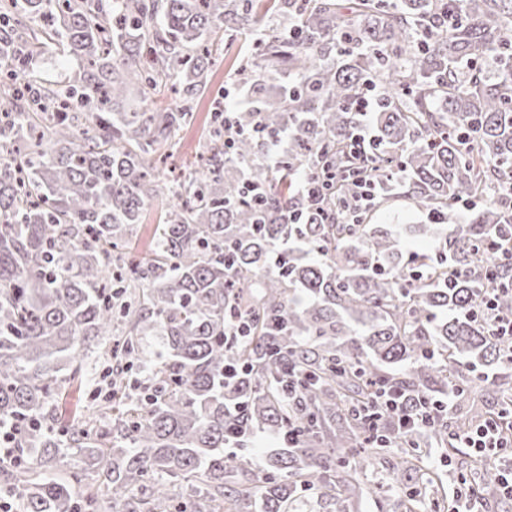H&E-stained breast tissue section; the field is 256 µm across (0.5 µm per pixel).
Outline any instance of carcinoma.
Returning a JSON list of instances; mask_svg holds the SVG:
<instances>
[{
	"instance_id": "obj_1",
	"label": "carcinoma",
	"mask_w": 512,
	"mask_h": 512,
	"mask_svg": "<svg viewBox=\"0 0 512 512\" xmlns=\"http://www.w3.org/2000/svg\"><path fill=\"white\" fill-rule=\"evenodd\" d=\"M271 10L300 36L266 28ZM20 15L77 62L57 93L38 84L31 47L0 38L16 78L0 80V422L18 425L4 482L23 487L24 512H95L79 474L28 476L26 458L66 447L102 468L112 512H294L304 491L348 512L359 474L388 451L410 457L388 484L415 480L417 437L383 419L370 432L359 398L398 387L463 400L464 369L506 363L467 312L490 295L512 314V255L498 249L512 235V0H10L0 23ZM221 30L254 36L252 105L214 113L149 259L117 254L157 197L154 155L208 88ZM162 85L178 101L148 107ZM372 86L384 96L365 161L345 144ZM302 173L318 198L298 189ZM360 178L374 200L349 217ZM396 184L440 223H370ZM460 197L482 202L464 224ZM410 233L432 249L404 250ZM238 316L245 334L228 344ZM115 317L129 330L112 339V396L130 403L59 442L50 403L63 371ZM147 336L164 337V354L141 377ZM290 430L296 447L256 460V433ZM450 432L446 420L430 429L451 459Z\"/></svg>"
}]
</instances>
